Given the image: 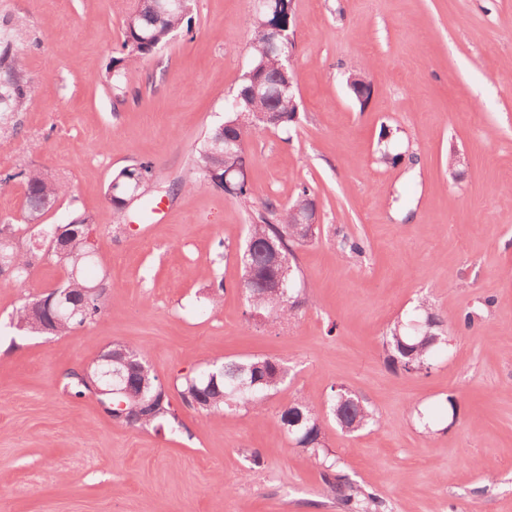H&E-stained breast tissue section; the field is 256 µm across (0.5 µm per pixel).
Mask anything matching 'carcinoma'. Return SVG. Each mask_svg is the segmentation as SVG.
<instances>
[{
    "instance_id": "cac0c4a2",
    "label": "carcinoma",
    "mask_w": 512,
    "mask_h": 512,
    "mask_svg": "<svg viewBox=\"0 0 512 512\" xmlns=\"http://www.w3.org/2000/svg\"><path fill=\"white\" fill-rule=\"evenodd\" d=\"M194 18L189 12L175 10L163 17L158 16L149 0L138 4L134 13L124 21V40L119 56L112 58L106 78L115 87H120L127 72L141 59L152 55L167 43L180 29L191 32ZM294 11L288 9V0H268L261 14V21L253 26L249 43L250 65L239 84L235 96L240 108L255 112H277L282 118L280 126L286 127L294 117L292 93L288 92V81L295 80L294 71L282 70L281 58L269 50V27L280 29L295 27ZM27 23L20 17L0 19V132L9 130L8 124L17 112L23 111L30 97L26 71L20 59L28 47L25 37ZM255 79L267 83L266 93L259 97L246 95V87ZM224 137V129L213 127L201 144L194 159L196 173L203 180L214 182L215 173H230L236 187L233 198L251 210V224L239 259L242 270H250L251 280L242 283L248 308L265 316L266 321L288 325L299 316L303 304L300 291L291 288H270L267 277L273 274L271 258L265 243L275 242L285 255L296 257V248L316 241L321 227H316L311 237L302 238L293 224V207L308 203L311 196L305 185L299 187L291 206L281 207L265 201L261 208L253 206L252 189L247 178L249 161L245 151H236L226 156L213 147V141ZM146 181L154 177V164L150 160L140 161L124 167L112 175V180L124 186L133 178ZM18 180L25 189V214L23 226L36 224L39 233L50 236L56 225L42 222L43 216L61 198L69 193V184L48 176L39 167H25L17 172L0 176V187ZM344 253L361 256L366 252L363 238L346 235L339 242ZM81 239L70 240L64 255L45 254L48 260L66 270L61 287L70 290V296L80 302L79 311L72 317L57 321L53 326L54 336L67 335L83 325H89L102 316L106 306V282L97 281L101 291L87 295L85 288L91 281L82 275L83 269L96 258L87 255ZM33 252L16 250V271L13 282L24 284L33 268ZM448 336L444 334L442 321L433 312L425 299L415 307V318L395 321L383 336V349L387 364L406 373H422L430 370L437 357L449 351ZM124 351L134 357L135 366L125 373V383L118 391L97 396L99 402L113 406V414H122L119 424L131 428L147 429L166 421L172 427L181 425L176 408L171 403L165 385L159 380L140 348L123 346ZM288 380V367L281 359L252 357L242 360H227L184 377L179 397L184 407L206 416L236 411L265 410L269 396L278 392ZM329 415L340 431L356 433L378 429L383 425L365 401L340 386L332 388L326 402L318 407L304 397H299L281 407L277 416L287 436L296 447L306 450L323 467L322 480L338 507L343 512H366L378 507L373 495L365 492L350 478L338 471L336 460L326 453V433L323 415Z\"/></svg>"
}]
</instances>
